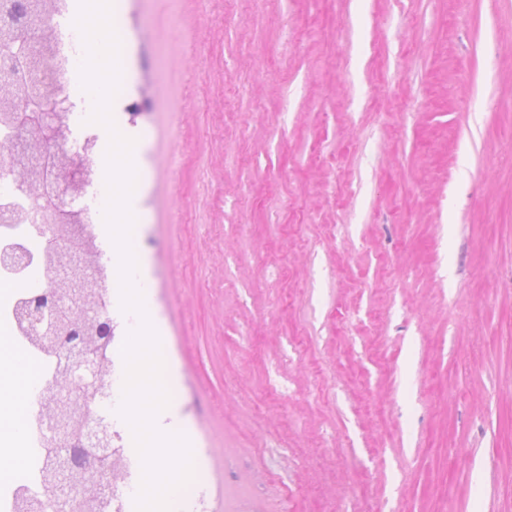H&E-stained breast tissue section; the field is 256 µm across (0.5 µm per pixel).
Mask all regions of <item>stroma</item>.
<instances>
[{"instance_id":"obj_1","label":"stroma","mask_w":512,"mask_h":512,"mask_svg":"<svg viewBox=\"0 0 512 512\" xmlns=\"http://www.w3.org/2000/svg\"><path fill=\"white\" fill-rule=\"evenodd\" d=\"M115 11L208 512H512V0Z\"/></svg>"}]
</instances>
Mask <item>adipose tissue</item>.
<instances>
[{
	"label": "adipose tissue",
	"mask_w": 512,
	"mask_h": 512,
	"mask_svg": "<svg viewBox=\"0 0 512 512\" xmlns=\"http://www.w3.org/2000/svg\"><path fill=\"white\" fill-rule=\"evenodd\" d=\"M38 370L28 364L0 332V482L10 480L25 464L24 412L20 406Z\"/></svg>",
	"instance_id": "ef3b65f1"
}]
</instances>
